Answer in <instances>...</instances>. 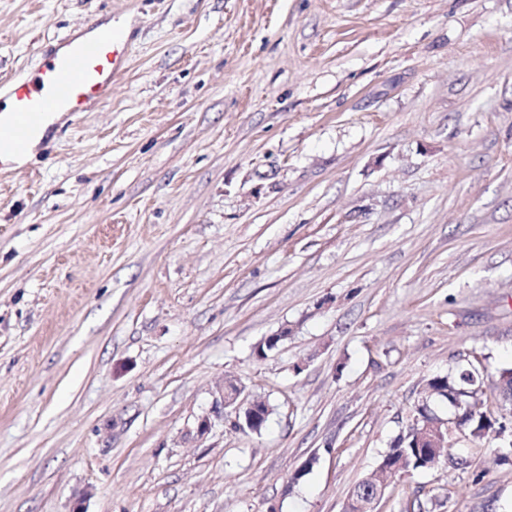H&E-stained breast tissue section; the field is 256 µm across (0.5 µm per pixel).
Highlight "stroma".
Here are the masks:
<instances>
[{"mask_svg":"<svg viewBox=\"0 0 512 512\" xmlns=\"http://www.w3.org/2000/svg\"><path fill=\"white\" fill-rule=\"evenodd\" d=\"M126 20L0 178V512H344L427 379L512 368V0H0V80ZM502 443L376 512H512ZM218 397L216 399L217 413H222L224 416V409L231 408L236 417L243 413L245 415L247 424L254 425L260 420H264L270 413L269 406L264 402L263 406L259 404L261 401L252 399L250 401L241 398L243 389L237 384L234 379L223 378L217 387Z\"/></svg>","mask_w":512,"mask_h":512,"instance_id":"35a3bbf8","label":"stroma"}]
</instances>
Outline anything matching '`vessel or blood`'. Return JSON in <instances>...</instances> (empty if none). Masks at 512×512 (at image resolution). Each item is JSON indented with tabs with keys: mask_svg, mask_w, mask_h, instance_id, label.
<instances>
[{
	"mask_svg": "<svg viewBox=\"0 0 512 512\" xmlns=\"http://www.w3.org/2000/svg\"><path fill=\"white\" fill-rule=\"evenodd\" d=\"M128 53L125 37L110 29L90 36H72L48 50L34 74L11 82V109L0 108V173L11 170L13 156L39 132L44 119L55 113L88 112L112 92Z\"/></svg>",
	"mask_w": 512,
	"mask_h": 512,
	"instance_id": "obj_1",
	"label": "vessel or blood"
}]
</instances>
